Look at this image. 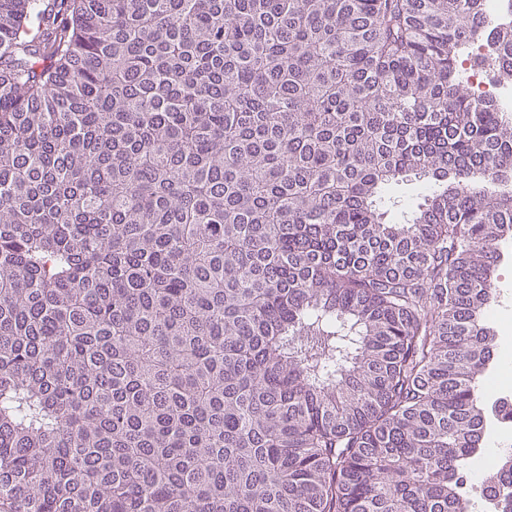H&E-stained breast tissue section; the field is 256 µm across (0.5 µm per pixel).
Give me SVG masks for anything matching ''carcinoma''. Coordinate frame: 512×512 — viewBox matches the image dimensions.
<instances>
[{"label": "carcinoma", "mask_w": 512, "mask_h": 512, "mask_svg": "<svg viewBox=\"0 0 512 512\" xmlns=\"http://www.w3.org/2000/svg\"><path fill=\"white\" fill-rule=\"evenodd\" d=\"M478 40L512 84L488 0H0V512H512ZM465 65L464 69L467 71L466 77L468 76L470 85L472 88H475L481 92H490L493 91L501 96L503 99L507 100L510 97L511 90H507L506 88H501L498 85L492 86L486 82V76L484 71L480 67H476L473 65L472 60H465L463 62ZM465 71V72H466ZM424 189L423 182L418 181V178L415 179L414 176L408 177L399 186L391 189L385 200L389 218L396 222L403 221V216L409 215L417 203L421 201ZM488 397L499 407L495 429L507 435L512 431V379L501 377Z\"/></svg>", "instance_id": "cac0c4a2"}]
</instances>
